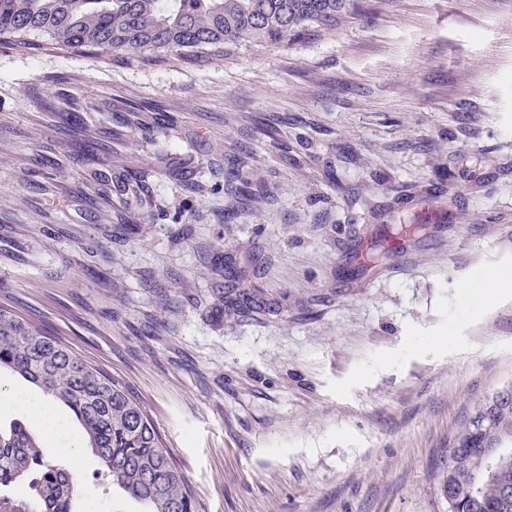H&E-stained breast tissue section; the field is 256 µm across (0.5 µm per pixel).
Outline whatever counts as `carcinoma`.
<instances>
[{"mask_svg":"<svg viewBox=\"0 0 512 512\" xmlns=\"http://www.w3.org/2000/svg\"><path fill=\"white\" fill-rule=\"evenodd\" d=\"M364 0H0V45L125 53L143 62H205L238 46H279L334 30ZM37 386L80 423L101 477L142 512H197L194 493L146 408L58 339L0 307V370ZM32 496L0 493L3 512H76L80 479L53 463L22 422L0 429V490L24 479ZM448 512H512V397L494 393L448 442Z\"/></svg>","mask_w":512,"mask_h":512,"instance_id":"carcinoma-1","label":"carcinoma"}]
</instances>
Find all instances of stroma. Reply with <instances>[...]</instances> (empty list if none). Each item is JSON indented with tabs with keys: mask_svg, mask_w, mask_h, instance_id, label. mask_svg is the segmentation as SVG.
Here are the masks:
<instances>
[{
	"mask_svg": "<svg viewBox=\"0 0 512 512\" xmlns=\"http://www.w3.org/2000/svg\"><path fill=\"white\" fill-rule=\"evenodd\" d=\"M1 305L125 385L198 512H448V441L512 383V0L195 64L0 45ZM46 408L0 426L133 512Z\"/></svg>",
	"mask_w": 512,
	"mask_h": 512,
	"instance_id": "1",
	"label": "stroma"
}]
</instances>
